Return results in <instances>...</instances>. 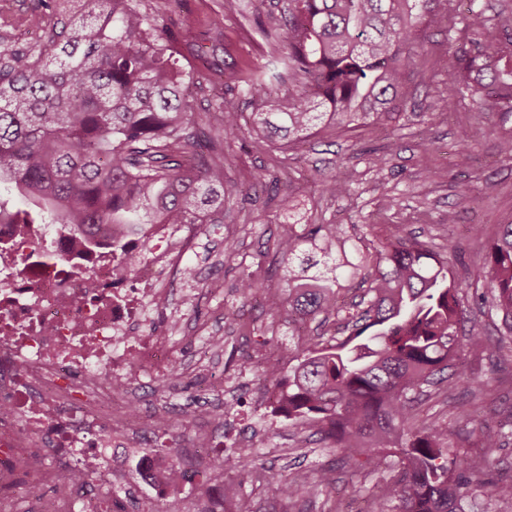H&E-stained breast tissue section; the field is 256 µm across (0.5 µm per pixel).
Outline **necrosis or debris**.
Listing matches in <instances>:
<instances>
[{"mask_svg":"<svg viewBox=\"0 0 512 512\" xmlns=\"http://www.w3.org/2000/svg\"><path fill=\"white\" fill-rule=\"evenodd\" d=\"M134 268L117 262L112 238L93 243L51 224L0 223V512L14 495L61 470L95 504L112 489L101 456L119 429L117 394L141 375L164 387L166 332L147 325L167 304L165 274L184 276L193 239L180 224H154Z\"/></svg>","mask_w":512,"mask_h":512,"instance_id":"necrosis-or-debris-1","label":"necrosis or debris"}]
</instances>
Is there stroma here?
Instances as JSON below:
<instances>
[{
    "label": "stroma",
    "mask_w": 512,
    "mask_h": 512,
    "mask_svg": "<svg viewBox=\"0 0 512 512\" xmlns=\"http://www.w3.org/2000/svg\"><path fill=\"white\" fill-rule=\"evenodd\" d=\"M229 13L224 0H183L175 21L186 36L184 52L193 69L192 87L197 109L213 104L219 93L212 83L215 71L238 70L265 63L272 52L260 36L256 20H280L287 0H237ZM483 13L496 24L512 13V0H429L423 33L408 46L407 96L391 120L368 121L353 129H326L299 146L275 140L256 147L249 135L224 146V174L230 184L249 188V198L233 197L224 203V221L195 229L197 252L193 261L203 268L222 257L219 271L203 277L194 288L198 311L188 312L179 332L170 338L171 357L183 376L168 381L164 392L143 389L141 426L147 427L153 445L178 449L188 470L203 468L208 454L198 445L210 438V452L234 459L250 456L259 477L225 481L216 479L210 489L190 482L177 491L146 483L138 449H103L118 464V482L112 491L123 506L138 512H204L221 498H246L251 512H335L338 504L365 506L377 472L366 471L350 478L339 475L335 488L315 489L295 499L281 496L270 480L283 473L317 480L321 468L338 463L335 449L288 419L272 415L268 396L254 370H241L242 361L258 362L267 350H277L282 369L292 365L291 353L298 345L297 326L287 316L271 319L256 301H242L237 291L242 271L265 278L270 287H282L283 267L277 242L288 226L273 200L275 187L265 177L272 158L304 203L309 224H342L361 247L375 251L387 224L406 225L420 240L441 247L454 243L464 264L483 260L488 240L474 237L471 225L495 229L512 224V156L501 154L499 142L512 135V116L483 112L467 95H460L453 111L440 112L434 102L445 89L446 74L441 58L474 46L477 34L469 27L470 12ZM223 16L224 28L214 32L209 21ZM388 149L383 170L373 171L366 161L370 150ZM336 176L348 181L347 196L330 199L322 195L323 180ZM395 199L385 209L386 199ZM455 209V223L444 215ZM238 242L234 256L224 254L226 239ZM240 309L237 318L225 316L228 306ZM488 348L464 356L468 384L432 393L419 407L426 424L455 431L484 420L487 432L503 442L494 449L493 473L512 474V335L504 330L495 312L482 318ZM223 338L217 357L208 354L212 333ZM159 405L172 410L171 425L150 428L148 413Z\"/></svg>",
    "instance_id": "1"
}]
</instances>
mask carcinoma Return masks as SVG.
I'll list each match as a JSON object with an SVG mask.
<instances>
[{"mask_svg":"<svg viewBox=\"0 0 512 512\" xmlns=\"http://www.w3.org/2000/svg\"><path fill=\"white\" fill-rule=\"evenodd\" d=\"M25 19L0 16V25L40 27L44 39L0 51V187L25 208L0 203V220L13 223L37 210L41 224L85 234L87 226H115L146 241L151 224H222L224 199L248 190L224 180V144L242 132L239 97H258L251 126L266 140H301L317 125H352L391 115L401 97L407 61L401 47L421 37L428 0H288V17L260 31L283 50L262 65L225 73L222 101L194 116L190 66L183 34L165 16L180 0H39ZM481 34L446 70L447 91L437 103L452 110L465 90L481 108L512 114V48L499 29ZM304 76L302 87L278 97L271 90ZM331 177L322 193L349 194ZM288 263V297L251 272L237 288L244 300L262 296L266 312L283 308L296 321L341 317L348 336L301 337L296 364L281 382L279 360L268 358L260 378L275 408L293 425L340 450L342 470L356 476L393 475L372 494L369 512H465L473 485L512 502V480L488 479L486 459L453 451L499 448L497 436L454 434L418 424L416 403L425 389L452 379L467 383L462 353L480 352L488 339L478 316L464 319L465 290L502 314L512 333V224L499 225L482 264L459 279L448 259L407 232L388 225L376 253H365L341 224H308L279 242ZM364 287L358 312L342 315L339 294ZM178 452L166 449V485L179 488ZM290 499L307 489L295 477L271 475Z\"/></svg>","mask_w":512,"mask_h":512,"instance_id":"obj_1","label":"carcinoma"}]
</instances>
